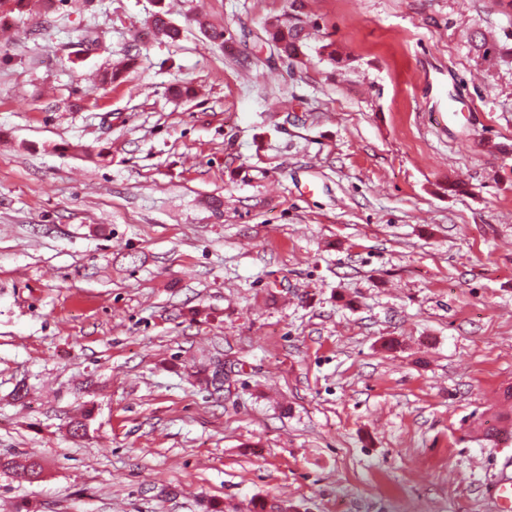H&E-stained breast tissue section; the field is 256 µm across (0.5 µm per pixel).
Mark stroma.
<instances>
[{
  "instance_id": "35a3bbf8",
  "label": "stroma",
  "mask_w": 512,
  "mask_h": 512,
  "mask_svg": "<svg viewBox=\"0 0 512 512\" xmlns=\"http://www.w3.org/2000/svg\"><path fill=\"white\" fill-rule=\"evenodd\" d=\"M291 2L0 24V458L44 467L0 512H497L512 59L468 37L512 11L301 0L288 60ZM304 21L298 14H292L288 23L277 24L271 31V40L281 57L297 58L305 42ZM476 38H479V40ZM470 51L477 63L488 66L498 65L499 60L506 55L512 56V51L506 47V44L500 45L497 42H489L485 37L477 35L471 38Z\"/></svg>"
}]
</instances>
